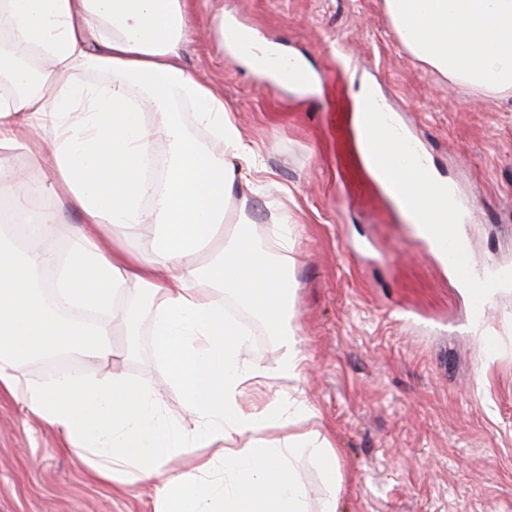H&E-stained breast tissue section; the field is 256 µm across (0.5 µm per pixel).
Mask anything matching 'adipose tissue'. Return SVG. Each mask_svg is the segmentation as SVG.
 Masks as SVG:
<instances>
[{
	"instance_id": "obj_1",
	"label": "adipose tissue",
	"mask_w": 512,
	"mask_h": 512,
	"mask_svg": "<svg viewBox=\"0 0 512 512\" xmlns=\"http://www.w3.org/2000/svg\"><path fill=\"white\" fill-rule=\"evenodd\" d=\"M384 11L419 62L512 112V0H384ZM0 30L12 39L0 75L13 88L0 95V148L20 145L33 163L51 162V190L82 216L59 262L44 247L52 218L20 247L0 234V391L52 424L97 478L151 484L157 512H336L345 473L326 436L297 430L315 415L303 391L244 401L273 381L299 380L303 369L284 257L288 215L267 203L275 246H255L245 206L268 189L266 166L223 98L179 63L186 0H0ZM85 71L106 79L79 81ZM149 111L155 124L145 122ZM39 121L51 140L29 138ZM195 126L207 139L193 136ZM160 139L168 155L157 180L146 165ZM145 224L155 227L150 257L108 245L110 231L132 236ZM226 230L231 245L194 265L191 255ZM53 261L57 281L37 282ZM226 291L278 339L275 368L244 360L247 333L225 313ZM143 321L188 422L167 420L162 393L112 361L117 326ZM63 353L83 369L21 378L22 364ZM102 364L109 372L95 373ZM275 425L288 434L269 439ZM299 457L327 489L319 504L296 472ZM181 461L189 470H176Z\"/></svg>"
}]
</instances>
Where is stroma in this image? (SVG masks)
<instances>
[{"instance_id":"35a3bbf8","label":"stroma","mask_w":512,"mask_h":512,"mask_svg":"<svg viewBox=\"0 0 512 512\" xmlns=\"http://www.w3.org/2000/svg\"><path fill=\"white\" fill-rule=\"evenodd\" d=\"M185 69L210 84L253 141L291 219L289 273L316 412L347 472L338 512H512V289L486 321L361 165L352 78L373 83L431 164L475 203L464 231L483 264L512 267V112L478 99L398 42L383 0H187ZM299 58L311 87L270 85L224 47L216 12ZM70 246L81 218L52 192L32 206ZM246 357L275 367L278 342L232 300ZM498 342L485 348L486 336ZM148 325L126 374L188 421L152 357ZM149 485L106 484L57 429L0 392V512H154Z\"/></svg>"}]
</instances>
